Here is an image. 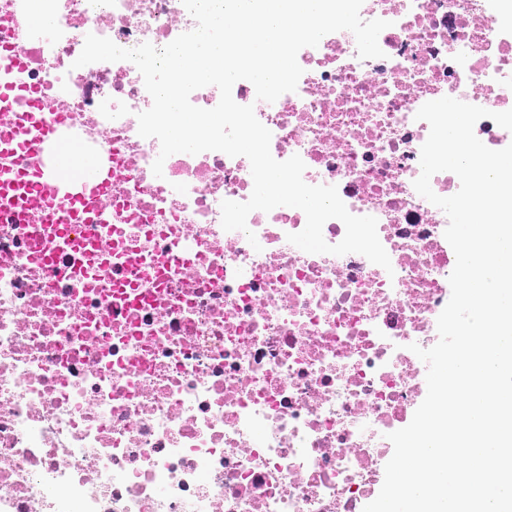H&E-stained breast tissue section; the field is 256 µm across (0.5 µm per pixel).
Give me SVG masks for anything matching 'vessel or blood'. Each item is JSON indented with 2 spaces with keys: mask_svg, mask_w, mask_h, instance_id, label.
I'll use <instances>...</instances> for the list:
<instances>
[{
  "mask_svg": "<svg viewBox=\"0 0 512 512\" xmlns=\"http://www.w3.org/2000/svg\"><path fill=\"white\" fill-rule=\"evenodd\" d=\"M15 115L11 133L0 131V151L25 153L49 146L53 169L0 174V203L24 202L48 207L52 223L78 219L81 212L102 201L109 183L96 157L66 140H53L38 91L18 82L0 83V113Z\"/></svg>",
  "mask_w": 512,
  "mask_h": 512,
  "instance_id": "b4317fda",
  "label": "vessel or blood"
}]
</instances>
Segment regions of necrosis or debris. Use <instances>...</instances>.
Here are the masks:
<instances>
[{
	"instance_id": "necrosis-or-debris-1",
	"label": "necrosis or debris",
	"mask_w": 512,
	"mask_h": 512,
	"mask_svg": "<svg viewBox=\"0 0 512 512\" xmlns=\"http://www.w3.org/2000/svg\"><path fill=\"white\" fill-rule=\"evenodd\" d=\"M508 0H364L389 26L362 60L338 31L299 51L294 92L253 106L279 161L377 220L392 267L288 242L305 214L253 211L247 158L177 153L138 133L152 98L129 61L75 67L87 34L161 48L195 28L182 0H62L54 39L24 0L0 28L29 60L57 136L112 170L98 213L54 247L42 214L0 208V512H361L407 417L448 301L446 214L420 196L416 113L445 96L512 109Z\"/></svg>"
}]
</instances>
